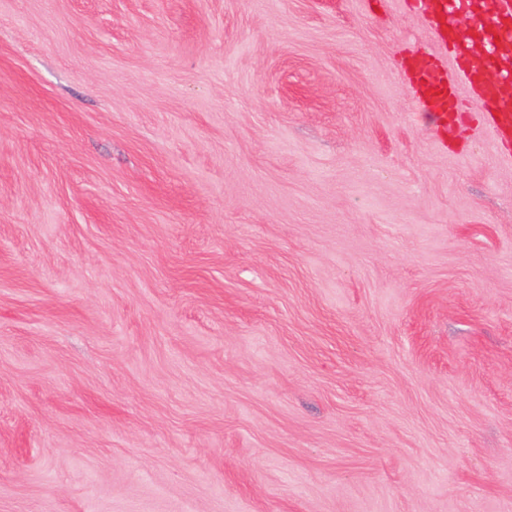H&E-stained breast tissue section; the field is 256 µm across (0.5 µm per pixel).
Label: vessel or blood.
<instances>
[{
    "label": "vessel or blood",
    "mask_w": 512,
    "mask_h": 512,
    "mask_svg": "<svg viewBox=\"0 0 512 512\" xmlns=\"http://www.w3.org/2000/svg\"><path fill=\"white\" fill-rule=\"evenodd\" d=\"M415 6L437 36L435 52L406 61L417 103L453 123L470 109L458 84L476 89L481 122L508 145L499 161L512 166V71L500 67L512 53V0H415ZM449 53L453 66H442L440 56Z\"/></svg>",
    "instance_id": "1"
}]
</instances>
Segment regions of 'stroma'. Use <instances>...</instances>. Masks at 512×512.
<instances>
[{"label": "stroma", "instance_id": "35a3bbf8", "mask_svg": "<svg viewBox=\"0 0 512 512\" xmlns=\"http://www.w3.org/2000/svg\"><path fill=\"white\" fill-rule=\"evenodd\" d=\"M408 0H0V512H512V167Z\"/></svg>", "mask_w": 512, "mask_h": 512}]
</instances>
